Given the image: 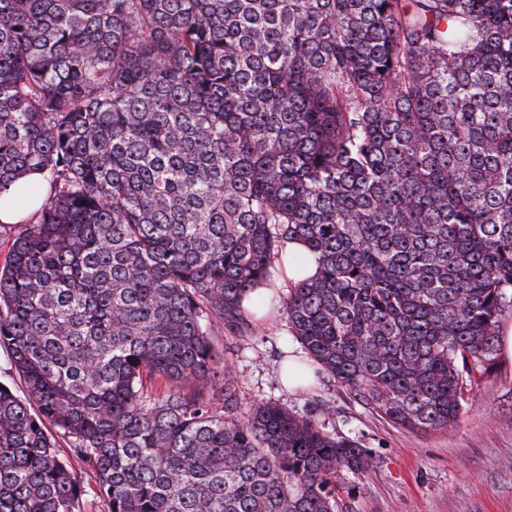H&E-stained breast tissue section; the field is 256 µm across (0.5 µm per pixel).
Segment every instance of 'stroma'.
<instances>
[{"label": "stroma", "instance_id": "1", "mask_svg": "<svg viewBox=\"0 0 512 512\" xmlns=\"http://www.w3.org/2000/svg\"><path fill=\"white\" fill-rule=\"evenodd\" d=\"M285 296L275 290L265 316L247 314L251 336L228 332L215 343L238 379L242 412L275 402L370 451L373 466L347 478L338 512H512V360L497 358L479 377L453 425L409 431L325 371L309 387L282 386L280 361L296 343Z\"/></svg>", "mask_w": 512, "mask_h": 512}]
</instances>
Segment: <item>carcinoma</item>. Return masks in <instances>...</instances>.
Returning <instances> with one entry per match:
<instances>
[{
	"label": "carcinoma",
	"mask_w": 512,
	"mask_h": 512,
	"mask_svg": "<svg viewBox=\"0 0 512 512\" xmlns=\"http://www.w3.org/2000/svg\"><path fill=\"white\" fill-rule=\"evenodd\" d=\"M0 512H336L372 465L240 410L215 332L291 240L311 364L445 428L512 310V0H0ZM69 444L60 455L58 438ZM43 183V176L39 171L29 172L24 176L12 187L10 194L1 197L0 222L2 224H18L40 209L45 194ZM23 185L36 189V191L20 195V188ZM16 195L20 196L14 199Z\"/></svg>",
	"instance_id": "carcinoma-1"
}]
</instances>
